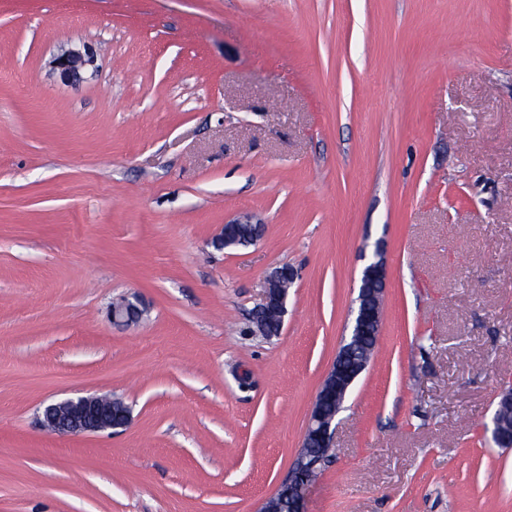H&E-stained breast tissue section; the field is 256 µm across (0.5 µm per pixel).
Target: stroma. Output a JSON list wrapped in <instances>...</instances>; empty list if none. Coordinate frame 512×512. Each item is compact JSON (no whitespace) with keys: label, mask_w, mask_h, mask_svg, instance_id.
<instances>
[{"label":"stroma","mask_w":512,"mask_h":512,"mask_svg":"<svg viewBox=\"0 0 512 512\" xmlns=\"http://www.w3.org/2000/svg\"><path fill=\"white\" fill-rule=\"evenodd\" d=\"M244 214L258 241L216 248ZM378 251L307 512H512V0H0V512H258ZM87 395L129 425L41 426ZM90 63L86 53L77 48H70L54 59L55 68L64 80H73ZM295 277L294 270L288 266L275 268L264 279L262 302L252 316L254 332L260 336L270 337L268 331L270 313H275L278 318L279 332H281L284 317L287 313L288 288H285L286 280L292 283ZM143 301L137 294L124 296L119 302L113 303L109 308V317L115 325L128 326L142 316Z\"/></svg>","instance_id":"35a3bbf8"}]
</instances>
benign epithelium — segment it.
Returning <instances> with one entry per match:
<instances>
[{"instance_id": "1", "label": "benign epithelium", "mask_w": 512, "mask_h": 512, "mask_svg": "<svg viewBox=\"0 0 512 512\" xmlns=\"http://www.w3.org/2000/svg\"><path fill=\"white\" fill-rule=\"evenodd\" d=\"M90 63L86 53L70 48L54 59L55 68L65 80H73ZM294 270L284 265L271 271L264 279L262 302L252 316L254 332L269 336L268 317L274 313L278 323H284L287 313L288 289L285 282L294 280ZM387 286V270L382 252L375 251L374 260L363 270L356 307L352 310L350 334L339 347L316 394L303 435L301 449L288 473L275 492L267 498L259 512H275L278 501L288 495L290 512H306L305 491L312 475L328 457L336 433V416L343 408L346 397L370 359L366 358L353 371H346L341 360L346 356L356 337L363 329L380 336L383 320L382 301ZM143 314V301L137 294H129L109 308V317L115 325L128 326ZM116 402L100 397L81 396L47 405L43 411V424L52 432L66 435H85L115 428L112 409Z\"/></svg>"}]
</instances>
